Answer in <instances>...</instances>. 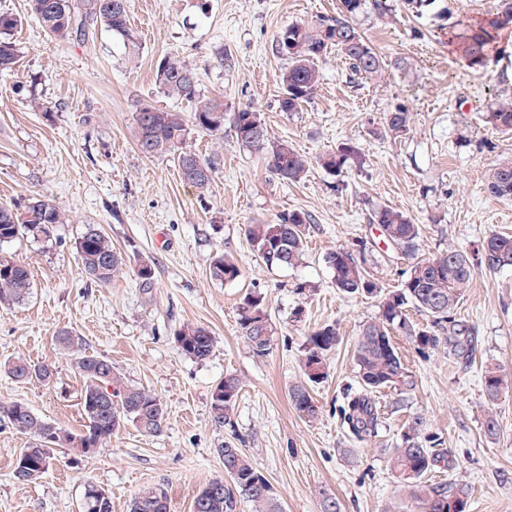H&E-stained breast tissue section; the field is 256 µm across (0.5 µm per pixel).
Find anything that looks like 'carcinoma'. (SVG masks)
Listing matches in <instances>:
<instances>
[{
    "label": "carcinoma",
    "instance_id": "1",
    "mask_svg": "<svg viewBox=\"0 0 512 512\" xmlns=\"http://www.w3.org/2000/svg\"><path fill=\"white\" fill-rule=\"evenodd\" d=\"M367 0H342V10L336 17H323L313 23H295L282 29L276 39L279 53L288 57V68L282 73L281 96L278 105L283 112H296L316 93L321 74L317 62L329 51L336 50L359 79L377 83L386 70L383 57L368 44L353 23L364 12ZM31 17L53 40L69 42L86 35L89 28L104 27L120 36L131 55L138 54L139 40L130 25L127 0H29ZM512 24V0H503L502 10L469 28L463 51L471 67H482L488 60L489 48L499 30ZM20 20L10 13H0V72L11 70L17 62L18 48L13 41ZM156 81L162 91L194 103L190 121L179 112L156 110L150 106L136 115V141L141 154L148 158L170 156L177 161L183 181L200 192L210 188L214 163L187 147L189 126L217 135L224 129V104L201 97L198 77L189 63L178 56H167L157 67ZM410 112L402 105L385 114L386 135L400 137L410 127ZM485 122L504 133L512 134V101L500 102L485 115ZM233 131L238 143L248 151L264 155L271 171L288 184L303 179L309 171L307 158L288 142L269 138L267 127L252 106L247 105L233 115ZM356 159L349 151L323 159L322 166L339 176L346 163ZM488 193L500 199H512V161L491 168L486 182ZM67 221L66 215L50 200L32 198L26 205H0V244L20 237L52 240L57 225ZM370 223L378 226L386 249L401 257H413L418 250L421 225L392 207L373 211ZM313 224L312 216L300 210L281 215L273 222L248 224L245 235L258 257L270 269L294 268L306 254L307 236ZM359 250L338 247L325 256L332 270L337 290L345 295L380 297V316L365 324L358 336L354 358L359 386L350 387L340 408L341 423L348 436L361 445L375 442L382 425V413L376 394L393 389L401 394L412 390L413 377L404 363L391 333L405 336L414 350L426 355L448 345V357L467 358L475 351L472 330L455 318L466 288L472 282L475 269L498 271L512 267V235L493 233L481 245L485 255L473 259L455 247L417 260L403 272L400 287L382 292L380 285L365 267L366 243ZM81 273L88 279L108 284L122 270L124 259L112 247V240L96 224L85 225L75 242ZM210 277L227 283L242 277L239 266L229 257L216 258L210 267ZM32 288L29 269L0 257V305L23 302ZM413 308L429 317L425 325L408 316ZM237 324L241 338L257 356L269 354L273 326L266 306L265 293L257 288L246 292L237 304ZM174 341L184 355L196 361L208 359L213 351L214 337L203 326L185 325L174 333ZM341 337L334 325H322L306 334L300 358L302 380L288 391L289 400L300 418L307 423L319 420L320 409L312 397V387L327 377V356L339 345ZM59 347L68 353L71 365L83 379L80 394L81 417L85 421L80 433L63 431L29 411L21 415L19 431L31 440L27 485L39 480L46 444L52 448H67L75 456L89 454L91 442L98 444L130 422L141 433L156 435L165 422L164 405L151 391L127 383L114 370L112 361L104 356L86 354L82 339L70 330L56 335ZM9 375L19 383L51 380L53 372L46 365L17 359L7 364ZM508 387L507 376L495 367L484 375V392L490 408L483 422L484 433H498V421L492 405ZM242 390L240 379L232 374L213 389L210 413L217 427L232 424V414ZM108 400L107 405L101 401ZM440 438L429 430L427 419L416 415L407 420L396 445L387 449L388 463L397 478L398 488L407 490L418 503L421 512H469L468 494L435 484L429 474L441 462L438 450ZM224 459V473L230 478H216L203 487L194 502L203 505L202 512H236L237 498L252 505V512H281V505L268 479L256 469L249 456L232 442L219 448ZM130 512H169L167 492L150 488L136 496Z\"/></svg>",
    "mask_w": 512,
    "mask_h": 512
}]
</instances>
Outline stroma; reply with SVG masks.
Instances as JSON below:
<instances>
[{"label":"stroma","mask_w":512,"mask_h":512,"mask_svg":"<svg viewBox=\"0 0 512 512\" xmlns=\"http://www.w3.org/2000/svg\"><path fill=\"white\" fill-rule=\"evenodd\" d=\"M497 4L434 0L419 16L404 0H387L386 18L366 8L355 23L388 63L382 83L354 78L332 51L319 62L315 96L300 111L283 112L277 99L288 59L277 50L278 33L336 15L340 0H127L141 43L134 58L100 27L83 40L53 41L31 18L27 0H0V12L21 21L13 36L19 60L0 74V203L44 196L70 218L51 241L0 245V255L29 268L33 283L22 303L0 308V405L21 402L58 428L82 431L83 380L54 341L69 329L88 354L108 357L165 408L161 434L147 436L128 423L78 460L57 449L55 464L29 485L11 477L29 437L0 422V512H81L89 484L111 494L112 512H129L131 499L154 487L167 490L170 512H192L199 489L224 475L218 450L227 441L269 480L283 512H320L324 492L339 499L341 512H417L384 454L416 414L447 453L432 480L464 487L470 512H512V388L491 407L482 386L489 366L512 379V268L477 270L458 305L457 319L478 340L469 361L449 358L444 346L421 356L395 336L416 386L399 409L396 392L378 393L383 423L375 446L366 447L349 439L336 410L358 384L354 347L364 324L378 318L379 300L340 293L324 261L336 247L366 241L368 270L383 290L398 288L409 262L387 250L370 224L381 206L421 224L422 258L450 246L472 251L495 231L512 234V200L485 190L486 171L512 159V136L484 121L491 106L512 98V28L500 31L480 68L448 42L449 30L463 32ZM169 55L192 65L201 96L223 102L228 121L244 106L258 109L271 137L313 159L307 177L284 185L263 156L240 148L229 124L220 135L195 128L188 135L193 151L215 161L206 194L182 180L171 158L144 157L136 145L141 107L193 110L156 82L157 64ZM399 104L411 114L409 133L380 138L386 112ZM346 147L362 154V166L335 177L316 164ZM293 210L314 219L305 258L294 268H267L244 227ZM88 224L98 225L125 260L110 284L91 282L79 269L75 241ZM223 254L239 265V280L211 279L210 266ZM143 262L155 272L147 290L135 274ZM302 282L313 286L311 296L296 293ZM253 287L265 292L274 328L264 357L253 354L237 325V303ZM299 305L302 324L291 320ZM331 323L342 341L329 356L327 379L312 392L321 416L310 424L298 417L288 390L302 375L306 328ZM186 324L212 332L208 359L192 360L176 346L173 336ZM18 358L52 368L51 381H14L4 365ZM228 373L242 391L232 426L219 428L210 396ZM490 408L499 425L493 437L482 428Z\"/></svg>","instance_id":"1"}]
</instances>
